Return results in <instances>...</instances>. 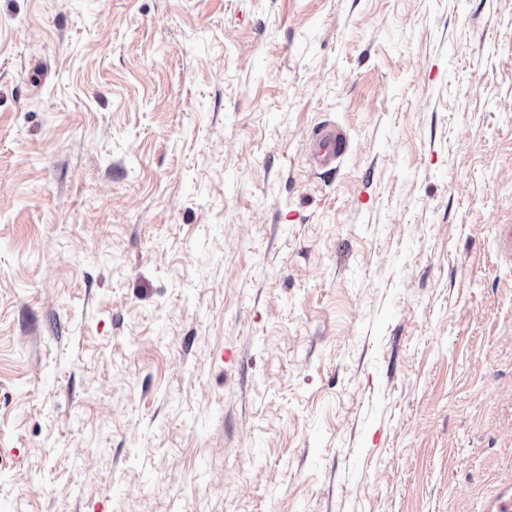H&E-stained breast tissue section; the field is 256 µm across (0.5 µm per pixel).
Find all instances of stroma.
Returning <instances> with one entry per match:
<instances>
[{
	"instance_id": "35a3bbf8",
	"label": "stroma",
	"mask_w": 512,
	"mask_h": 512,
	"mask_svg": "<svg viewBox=\"0 0 512 512\" xmlns=\"http://www.w3.org/2000/svg\"><path fill=\"white\" fill-rule=\"evenodd\" d=\"M500 224L512 0H0V512H480ZM309 143L310 159L316 173L336 170L349 149L347 134L336 125L317 127Z\"/></svg>"
}]
</instances>
